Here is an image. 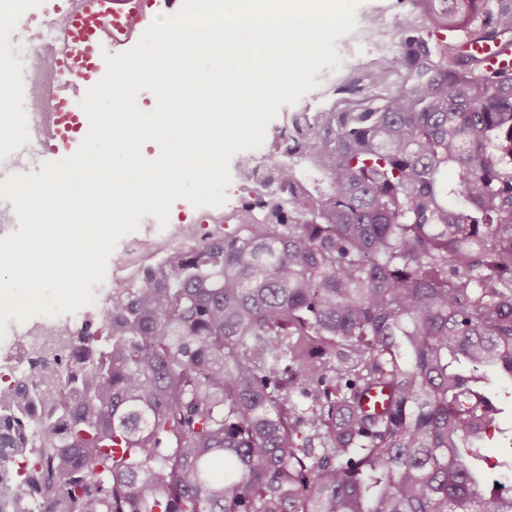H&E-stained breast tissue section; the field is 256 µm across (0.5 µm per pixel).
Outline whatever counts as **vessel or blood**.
Segmentation results:
<instances>
[{"mask_svg": "<svg viewBox=\"0 0 512 512\" xmlns=\"http://www.w3.org/2000/svg\"><path fill=\"white\" fill-rule=\"evenodd\" d=\"M82 0H58L55 13L46 15L50 36L35 34L37 60L17 73L15 86L19 93L31 95L54 77V63L60 56L72 58L74 68L68 78L57 84L58 96L71 114L66 126L42 124L33 127L25 139L27 152L19 160L23 173H37L42 163L59 160L61 154H74L89 130V120L79 107L86 88L95 85L106 72L105 55L119 54L132 48L150 26L155 13H174L181 0H139L138 12L125 31L112 35L99 28L74 34L73 18L81 14Z\"/></svg>", "mask_w": 512, "mask_h": 512, "instance_id": "obj_1", "label": "vessel or blood"}]
</instances>
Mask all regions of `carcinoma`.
Segmentation results:
<instances>
[{
  "label": "carcinoma",
  "instance_id": "obj_1",
  "mask_svg": "<svg viewBox=\"0 0 512 512\" xmlns=\"http://www.w3.org/2000/svg\"><path fill=\"white\" fill-rule=\"evenodd\" d=\"M411 4L383 95L280 131L268 231L144 266L0 386V512H512L478 374L512 379V73L461 49L512 51V0Z\"/></svg>",
  "mask_w": 512,
  "mask_h": 512
}]
</instances>
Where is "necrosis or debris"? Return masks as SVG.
Instances as JSON below:
<instances>
[{"label": "necrosis or debris", "mask_w": 512, "mask_h": 512, "mask_svg": "<svg viewBox=\"0 0 512 512\" xmlns=\"http://www.w3.org/2000/svg\"><path fill=\"white\" fill-rule=\"evenodd\" d=\"M342 58L338 71H326L320 85L312 91L304 109L317 112L343 108L337 95L338 86L352 77L374 79L378 72L391 70L395 58L393 23L386 13L378 12L361 17L347 42L337 49ZM239 184L229 192L222 208L200 211L192 224H170L161 233L149 230L132 234L126 241L119 261L112 274L113 287L120 288L133 280L145 259L160 260L169 252L180 249L193 232L195 224L208 228V236L223 235L225 224L243 223L245 214L241 207L244 192L261 195H282L283 176L281 165L271 160L266 151H258L241 158L238 164ZM71 326L44 322L28 330L16 344L14 359L18 377H25L28 361L41 356L46 364H53L64 348L73 346Z\"/></svg>", "instance_id": "obj_1"}]
</instances>
